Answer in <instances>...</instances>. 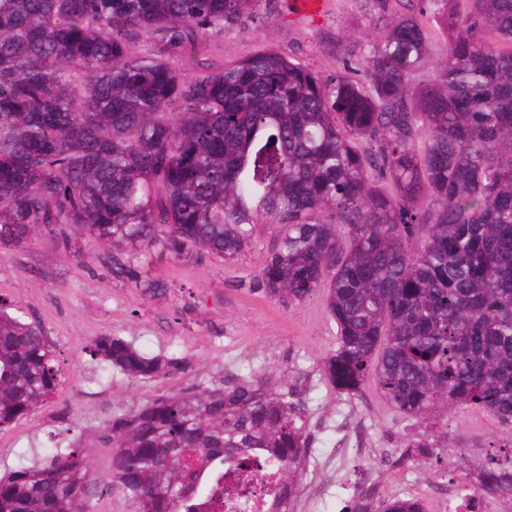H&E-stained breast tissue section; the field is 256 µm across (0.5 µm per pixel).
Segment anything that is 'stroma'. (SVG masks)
<instances>
[{
	"mask_svg": "<svg viewBox=\"0 0 512 512\" xmlns=\"http://www.w3.org/2000/svg\"><path fill=\"white\" fill-rule=\"evenodd\" d=\"M323 3L307 17L292 0H257L248 17L207 37L204 60L217 71L246 52L273 50L326 76L343 59L367 55L392 18L419 8L418 0ZM280 233L279 225L260 221L232 262L204 252L146 254L139 271L142 281L163 284L156 294L142 281L113 278L105 249L75 230L66 242L40 233L22 249L0 252V301L42 326L62 369L46 404L0 428V476L43 458L56 441L76 439L90 458L89 482L99 485L112 460L105 430L112 415L224 377L283 371L308 409V455L291 512H353L354 490L372 477L383 489L372 507L415 497L429 512H453L440 489L478 488L487 456L512 446V427L476 410L407 418L370 382L355 396L338 392L323 374L336 348V325L322 294L278 300L250 286ZM109 334L152 355L185 358L191 367L147 383L105 372L88 347ZM423 438L436 444L435 454L403 459L406 444Z\"/></svg>",
	"mask_w": 512,
	"mask_h": 512,
	"instance_id": "1",
	"label": "stroma"
}]
</instances>
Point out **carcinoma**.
<instances>
[{
	"label": "carcinoma",
	"mask_w": 512,
	"mask_h": 512,
	"mask_svg": "<svg viewBox=\"0 0 512 512\" xmlns=\"http://www.w3.org/2000/svg\"><path fill=\"white\" fill-rule=\"evenodd\" d=\"M420 2L323 76L274 51L220 71L198 60L254 0H0V251L37 231L65 241L76 225L132 281L151 249L231 261L269 219L283 233L252 288L324 293L337 336L323 369L338 391L372 379L405 417L465 406L511 426L512 0H473L466 15L456 0ZM426 16L452 43L415 89ZM140 36L158 53L132 54ZM10 308L0 303V426L61 378L43 328ZM89 354L138 382L188 368L120 336ZM306 423L273 377L158 396L107 423L100 490L130 512H203L222 476L225 498L271 485L268 512H290ZM500 487L512 492V454L481 471V489ZM89 495L72 443L0 478V512H87ZM380 512L425 508L396 498Z\"/></svg>",
	"instance_id": "1"
}]
</instances>
